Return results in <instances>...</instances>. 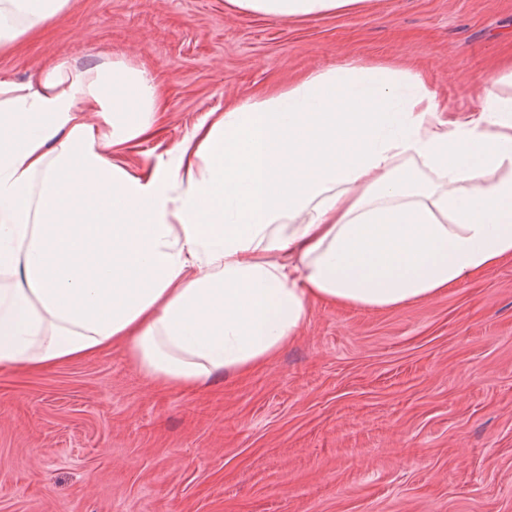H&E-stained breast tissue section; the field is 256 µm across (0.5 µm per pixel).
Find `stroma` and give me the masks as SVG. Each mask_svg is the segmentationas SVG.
<instances>
[{"mask_svg": "<svg viewBox=\"0 0 512 512\" xmlns=\"http://www.w3.org/2000/svg\"><path fill=\"white\" fill-rule=\"evenodd\" d=\"M146 67L161 130L355 60L422 74L458 120L512 57V0H358L288 22L229 0H68L0 49L18 82L61 54ZM0 512H512V259L430 300L313 302L265 366L201 390L152 384L124 346L0 369Z\"/></svg>", "mask_w": 512, "mask_h": 512, "instance_id": "obj_1", "label": "stroma"}]
</instances>
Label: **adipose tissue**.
<instances>
[{
    "mask_svg": "<svg viewBox=\"0 0 512 512\" xmlns=\"http://www.w3.org/2000/svg\"><path fill=\"white\" fill-rule=\"evenodd\" d=\"M283 20L355 0H232ZM68 0H0V47ZM463 122L417 74L356 61L225 105L131 172L154 77L63 54L0 77V368L125 344L148 379L201 389L292 343L321 300L389 309L512 258V95Z\"/></svg>",
    "mask_w": 512,
    "mask_h": 512,
    "instance_id": "1",
    "label": "adipose tissue"
}]
</instances>
